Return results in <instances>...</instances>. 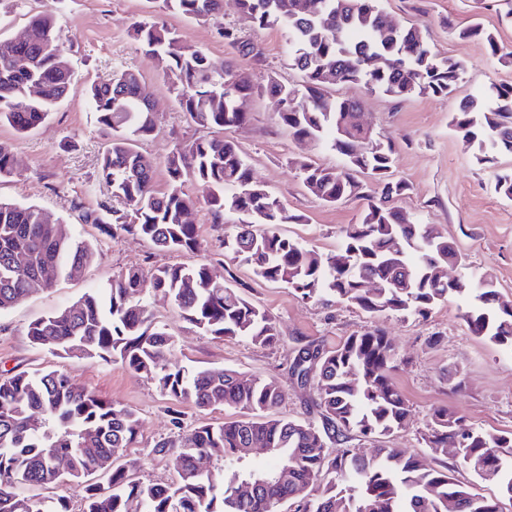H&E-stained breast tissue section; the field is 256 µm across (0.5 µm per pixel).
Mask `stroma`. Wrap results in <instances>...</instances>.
<instances>
[{"instance_id":"1","label":"stroma","mask_w":512,"mask_h":512,"mask_svg":"<svg viewBox=\"0 0 512 512\" xmlns=\"http://www.w3.org/2000/svg\"><path fill=\"white\" fill-rule=\"evenodd\" d=\"M52 4L57 7L56 25L73 71L72 89L32 132L21 135L9 125H0V142L7 143L14 155L12 174L0 177V199L39 206L51 219L73 225L92 244L96 257L81 276L25 296L0 313V372L58 369L99 398L133 410L140 428L125 456L138 461L137 478L146 483L175 481L170 457L157 451V443L178 439L182 431L200 424L222 423L234 417V410L221 405L205 410L176 405L152 380L130 372L121 362L59 357L35 348L27 328L127 267L204 262L217 278L274 318L281 340L260 348L245 337L213 338L183 320L167 298L147 295L156 324L175 339L179 364L190 369L233 368L275 380L285 392L279 414L304 422L314 417L311 400L316 390L311 385L299 387L291 374L298 349L313 342L331 350L348 336L379 325L395 346L394 379L411 409L406 427L386 437V445L421 455L432 467H450L455 480L474 484L465 466L454 457L432 453L421 440L431 410L446 405L458 412L465 426L512 433V350L470 334L460 318L462 299L449 297L424 320L390 314L373 319L345 303L301 301L291 288L265 281L249 266L231 259L224 240L235 228L230 223H213L205 192L192 180L185 182L183 190L196 202L193 219L200 246L194 252L160 251L139 237L112 236L81 219L83 212L110 198L98 174L108 138L89 107L86 85L108 81L124 69L142 73L154 102L156 131L141 140L139 148L154 161L157 191L168 188L165 160L169 153L206 134L181 111L163 64L146 56L131 39L130 24L136 20L164 23L183 42L202 49L219 64L230 53L219 34L225 26L237 30L261 53L259 59L244 61L260 88L247 103L250 119L226 135L238 144L254 178L277 195L290 213L303 216V223L282 225V232L317 251H336L340 228L356 221L363 203L348 200L330 205L303 185L296 158L329 168L344 167L346 158L326 142L295 140L280 123L277 98L262 90L272 76L295 87L303 82L301 73L288 64L286 32L256 27L240 11L237 0H224V15L215 21L161 11L158 0H0V39L10 37ZM379 4L400 23L419 26L437 58L452 57L463 63L455 91L448 96L416 94L402 101L359 85L332 86L328 94L361 99L376 135L392 140L395 175L410 185L396 205L413 222L435 225L454 241L463 262L449 268V276L491 275L502 300L512 302V201L494 191L496 174L512 171V154L479 163L474 149L449 127L462 98L475 95L486 103L492 87L512 86V62L490 56L477 42L460 39L459 30L481 24L495 33L504 51L512 52V10L505 0H379ZM459 381L464 384L460 390L455 387ZM175 408L182 415L178 428L170 421Z\"/></svg>"}]
</instances>
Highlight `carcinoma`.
<instances>
[{"mask_svg":"<svg viewBox=\"0 0 512 512\" xmlns=\"http://www.w3.org/2000/svg\"><path fill=\"white\" fill-rule=\"evenodd\" d=\"M260 28L288 32L291 66L302 73L298 89L269 77L265 91L283 99L282 124L298 140L328 139L346 156L347 166L333 169L297 159L303 182L325 203L352 198L366 201L359 219L341 228L337 253H320L280 232L282 224L305 222L279 197L254 180L238 145L224 131L244 124L248 113L236 104L255 93L240 60L257 58L250 42L224 30L233 57L217 66L198 48L181 43L177 33L158 22L135 21L131 37L147 56L165 62L180 109L211 131L166 159L171 184L165 193L153 185V165L137 142L154 132L147 106L149 87L132 69L92 84L87 98L97 122L110 139L99 162L102 180L124 209L102 203L82 214L86 224L105 232L138 236L160 251H194L195 207L182 190L187 180L206 192L215 223L237 225L224 243L232 258L268 282L291 288L303 301L330 296L369 317L388 313L426 319L451 295L465 303L461 319L468 331L493 345L512 348V304L494 288L469 287V277L450 282L440 268L461 262L454 243L432 224H413L392 201L409 185L393 177L394 150L375 138L356 98H330V85H361L404 100L414 93L451 94L463 65L450 57L437 60L417 27L401 26L379 0H237ZM160 9L195 19H215L224 0H160ZM478 40L492 56L499 51L493 33L476 24L460 31ZM29 59L28 68L17 59ZM36 86L37 96L28 92ZM72 87V71L63 52L55 17L47 8L31 17L14 36L0 40V122L18 133L41 125ZM492 104L477 109L460 102L450 125L476 159L487 150L512 154V86L492 91ZM28 257L24 266L14 255ZM95 257L92 246L70 224L52 223L33 205L0 201V313L38 289L76 277ZM379 287L370 288L368 284ZM170 298L182 318L215 338L244 336L259 347L280 342L275 320L210 275L205 263L144 270L130 266L105 286L85 293L72 305L30 324L27 336L37 348L58 356L120 361L145 376L179 403L200 409L222 404L241 418L192 428L180 441H162L178 481L144 483L131 477L137 463L114 466L104 476L97 466L117 460L136 440L135 412L105 401L78 386L63 372L20 371L0 374V512H70L66 501L24 495L20 488L71 482L82 487V512H503L512 501V434L465 428L450 407L439 406L421 439L436 454L456 449L455 457L481 483L496 487L484 496L457 483L448 467H429L424 458L402 448L380 445L367 456L348 446L350 435L382 437L402 428L410 405L396 386L395 349L384 330L369 327L333 350L308 345L317 360L318 381L312 406L317 421L298 422L276 408L284 391L274 380L229 368L189 372L173 360L175 341L153 322L143 296ZM259 443L268 449L267 464L246 457ZM219 451L223 462L213 471L197 466L200 455ZM66 458L61 473L56 461ZM263 481L249 495L245 481Z\"/></svg>","mask_w":512,"mask_h":512,"instance_id":"carcinoma-1","label":"carcinoma"}]
</instances>
